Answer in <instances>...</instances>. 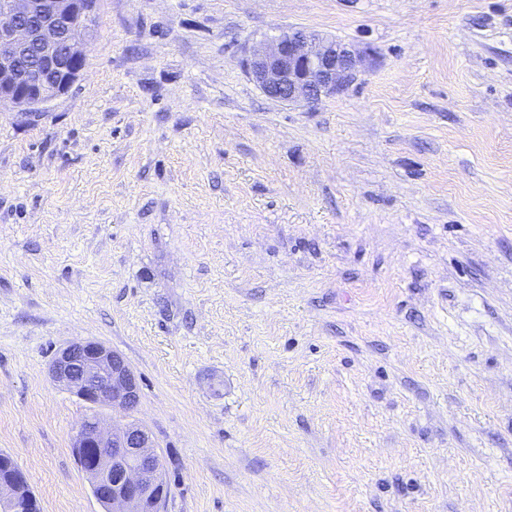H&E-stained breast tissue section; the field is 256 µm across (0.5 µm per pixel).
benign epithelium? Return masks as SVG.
<instances>
[{"instance_id": "1", "label": "benign epithelium", "mask_w": 512, "mask_h": 512, "mask_svg": "<svg viewBox=\"0 0 512 512\" xmlns=\"http://www.w3.org/2000/svg\"><path fill=\"white\" fill-rule=\"evenodd\" d=\"M97 0H0V106L37 111L80 78ZM371 54L313 31L291 28L256 46L244 62L270 98L313 106L347 93ZM54 382L89 406L72 448L93 495L106 512H162L165 467L153 436L138 423L112 421L98 409L132 413L139 404L135 375L123 356L95 340L61 348L50 364ZM0 512H39L24 472L0 453Z\"/></svg>"}]
</instances>
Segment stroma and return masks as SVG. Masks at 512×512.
Listing matches in <instances>:
<instances>
[{
    "mask_svg": "<svg viewBox=\"0 0 512 512\" xmlns=\"http://www.w3.org/2000/svg\"><path fill=\"white\" fill-rule=\"evenodd\" d=\"M373 60L316 106L243 61ZM137 380L163 512H512V0H98L85 66L0 111V453L105 512L54 383ZM368 50L313 31L291 28L255 46L244 62L267 96L291 106H313L347 93L369 64Z\"/></svg>",
    "mask_w": 512,
    "mask_h": 512,
    "instance_id": "35a3bbf8",
    "label": "stroma"
}]
</instances>
